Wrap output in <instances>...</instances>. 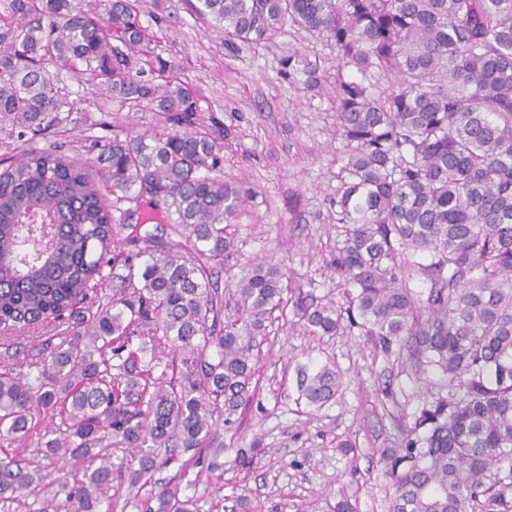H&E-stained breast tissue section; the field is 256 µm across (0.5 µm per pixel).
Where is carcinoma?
Wrapping results in <instances>:
<instances>
[{"label": "carcinoma", "instance_id": "carcinoma-1", "mask_svg": "<svg viewBox=\"0 0 512 512\" xmlns=\"http://www.w3.org/2000/svg\"><path fill=\"white\" fill-rule=\"evenodd\" d=\"M224 42L252 49L306 31L336 52L331 102L346 146L330 200L344 240L331 267L348 307L306 311L305 327L364 330L423 384L402 446L382 451L390 512H512V0H196ZM140 22L137 0H0V150L73 122L70 85L93 83L88 170L30 148L0 172V332L67 325V345L0 370V512H194L155 472L224 470L214 448L258 391V338L288 306L280 261L245 266L224 315V119L205 111ZM360 75L346 77L344 70ZM319 64L292 52L288 85ZM387 80L391 87L379 89ZM154 111L157 128L106 139L114 112ZM421 255L422 264L414 261ZM125 273H114L117 268ZM430 283L410 287L413 271ZM120 280L107 295L104 281ZM340 372L300 369L298 399L336 398ZM138 466L112 465L119 450Z\"/></svg>", "mask_w": 512, "mask_h": 512}]
</instances>
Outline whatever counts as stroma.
<instances>
[{
	"mask_svg": "<svg viewBox=\"0 0 512 512\" xmlns=\"http://www.w3.org/2000/svg\"><path fill=\"white\" fill-rule=\"evenodd\" d=\"M165 5L161 45L183 65L201 106L223 117L230 132L224 179L244 189L230 219L238 249L224 262V280L239 279L248 261L275 254L286 259L289 297L345 305L330 267L341 236L329 199L345 163L329 100L334 51L295 29L237 51L191 12L188 0ZM294 51L319 58L318 87L295 89L282 78L281 60ZM310 362L334 364L343 376L336 399L320 410L298 400L296 369ZM257 377L259 392L237 433L219 434L223 477L204 473L185 489L198 512H235L240 499L256 512H333L343 494L357 512H389L394 488L381 452L400 446L423 403L413 371L359 328L309 334L291 306L261 342ZM256 438L262 453L240 463L238 449Z\"/></svg>",
	"mask_w": 512,
	"mask_h": 512,
	"instance_id": "obj_1",
	"label": "stroma"
}]
</instances>
